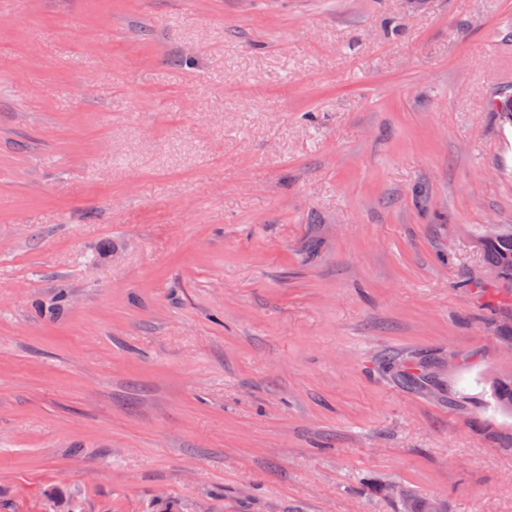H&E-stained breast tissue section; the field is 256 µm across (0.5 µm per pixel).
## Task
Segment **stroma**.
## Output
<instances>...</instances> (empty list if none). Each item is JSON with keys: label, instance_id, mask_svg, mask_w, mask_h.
<instances>
[{"label": "stroma", "instance_id": "35a3bbf8", "mask_svg": "<svg viewBox=\"0 0 512 512\" xmlns=\"http://www.w3.org/2000/svg\"><path fill=\"white\" fill-rule=\"evenodd\" d=\"M506 91L512 0H0V512H512ZM474 247L483 254L486 267L496 272L498 287L512 288V224H495L494 230L482 231ZM495 407L503 411H512V376H501L492 383Z\"/></svg>", "mask_w": 512, "mask_h": 512}]
</instances>
